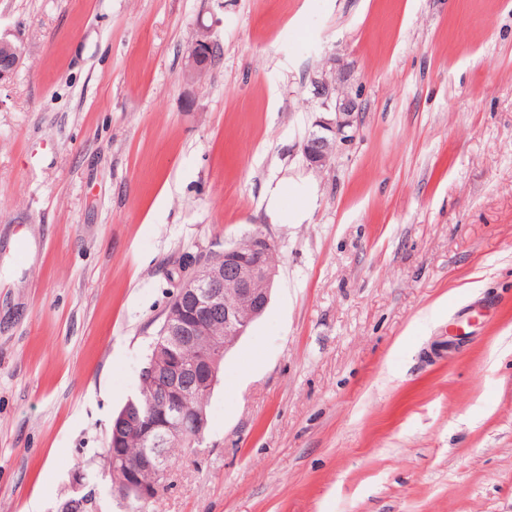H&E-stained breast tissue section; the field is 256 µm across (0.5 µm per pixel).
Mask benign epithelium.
Returning <instances> with one entry per match:
<instances>
[{
    "instance_id": "7a95c632",
    "label": "benign epithelium",
    "mask_w": 512,
    "mask_h": 512,
    "mask_svg": "<svg viewBox=\"0 0 512 512\" xmlns=\"http://www.w3.org/2000/svg\"><path fill=\"white\" fill-rule=\"evenodd\" d=\"M215 43L207 26L198 25L181 78L194 83L210 67ZM22 60V50L6 34H0V84L9 80ZM316 95L324 102L336 98L333 119L316 122L302 146L311 166L322 168L332 158L337 142L347 138L346 129L358 122V98L347 92L334 93L326 80L316 84ZM273 242L263 234L249 236L247 245L224 247L218 256L197 259L189 265L176 285L177 295L164 313L163 333L172 337L169 345L182 342L199 344L213 335L215 327L224 325V336L211 349L197 351L190 357H180L167 350L163 361L142 370L150 377L156 390L159 413L150 420L133 409L121 416L126 433H137L147 445L136 459L128 460L121 447L123 436L112 432L109 444L112 454L107 463L112 470H124L112 486L113 496L152 501L168 476L169 468L157 446L170 439L203 435L207 421L204 414L192 407V395L199 389L210 392L218 383L219 364L226 352L245 335L249 326L265 311L276 273L272 257Z\"/></svg>"
}]
</instances>
